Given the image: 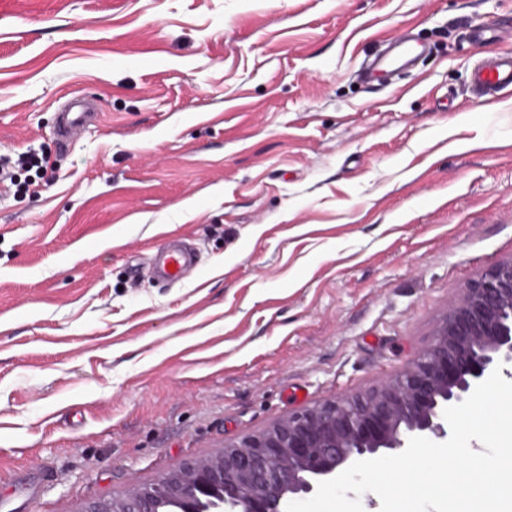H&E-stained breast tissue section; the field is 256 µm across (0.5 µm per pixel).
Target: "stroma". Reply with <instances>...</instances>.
<instances>
[{
  "mask_svg": "<svg viewBox=\"0 0 512 512\" xmlns=\"http://www.w3.org/2000/svg\"><path fill=\"white\" fill-rule=\"evenodd\" d=\"M512 0H8L0 512H81L380 385L512 257ZM427 53L384 83L387 38ZM97 109L71 143L60 106ZM198 265L152 279L160 235ZM475 97L484 105L499 101L501 92L512 88V53L487 55L475 63L471 72Z\"/></svg>",
  "mask_w": 512,
  "mask_h": 512,
  "instance_id": "stroma-1",
  "label": "stroma"
}]
</instances>
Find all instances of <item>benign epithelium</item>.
I'll return each instance as SVG.
<instances>
[{"label":"benign epithelium","mask_w":512,"mask_h":512,"mask_svg":"<svg viewBox=\"0 0 512 512\" xmlns=\"http://www.w3.org/2000/svg\"><path fill=\"white\" fill-rule=\"evenodd\" d=\"M512 365V258L460 289L433 339L399 374L363 393L296 411L81 512H286L353 460L401 450L408 435L447 434L444 409Z\"/></svg>","instance_id":"1"}]
</instances>
